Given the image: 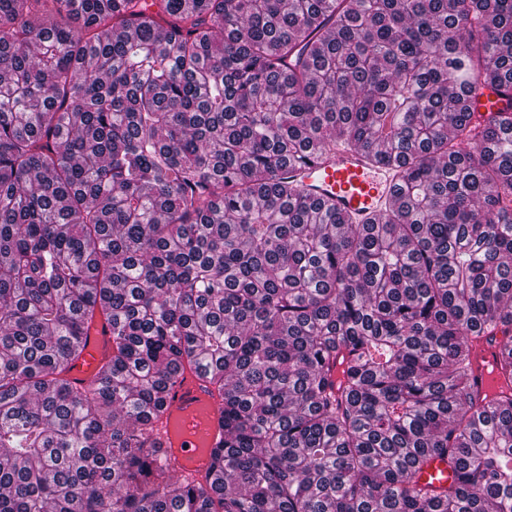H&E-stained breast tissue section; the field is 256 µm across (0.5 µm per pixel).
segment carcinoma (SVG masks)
<instances>
[{
  "instance_id": "obj_1",
  "label": "carcinoma",
  "mask_w": 512,
  "mask_h": 512,
  "mask_svg": "<svg viewBox=\"0 0 512 512\" xmlns=\"http://www.w3.org/2000/svg\"><path fill=\"white\" fill-rule=\"evenodd\" d=\"M338 144L400 203L285 175ZM187 367L208 486L156 438ZM0 512H512V0H0ZM464 97L474 112H497L506 103L492 88L482 85L475 92L465 93ZM111 352V326L104 316H98L92 322L84 353L72 363L69 379L77 385L92 386L98 367ZM498 337L492 342L485 338L482 339L473 350L470 381L472 389L480 395L491 394L490 381L492 376L488 370L495 367V355L499 348ZM164 403L165 420L169 423L167 429L163 428L160 433L164 464L179 476L191 474L198 481L204 482L213 473L212 449L224 441L223 405L220 398L203 377L194 370L185 369L169 383ZM199 409H204L206 414L202 430L204 453L190 465L186 461V451L197 446H190L185 441L179 443L173 434V423L176 419L192 420ZM199 452L200 448H197L195 454ZM195 454L188 461L195 460ZM452 477L451 469L448 463L439 458L432 459L422 472V482L432 480L433 485H445L450 482Z\"/></svg>"
}]
</instances>
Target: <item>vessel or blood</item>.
I'll return each mask as SVG.
<instances>
[{
    "label": "vessel or blood",
    "instance_id": "vessel-or-blood-1",
    "mask_svg": "<svg viewBox=\"0 0 512 512\" xmlns=\"http://www.w3.org/2000/svg\"><path fill=\"white\" fill-rule=\"evenodd\" d=\"M465 99L476 112H495L505 105L504 100L487 86L466 94ZM297 175L311 194L331 199L337 211L360 222L392 206L397 200L394 171L389 166L372 162L366 153L358 149L336 147L298 169ZM498 348L497 342L485 339L474 347L470 381L473 390L479 394L490 391L489 370L495 365ZM111 352V326L105 317H97L89 330L84 353L71 366L69 379L78 385L92 386L98 367ZM164 403V415L170 422L178 419L188 421L197 411L205 412L204 452L195 463L186 461L187 443L177 441L172 431L160 433L165 465L177 475L190 474L198 481H205L212 475V450L224 440L220 398L203 377L194 370L186 369L169 383ZM451 477L447 462L438 458L432 459L421 475L422 481L436 486L448 484Z\"/></svg>",
    "mask_w": 512,
    "mask_h": 512
}]
</instances>
